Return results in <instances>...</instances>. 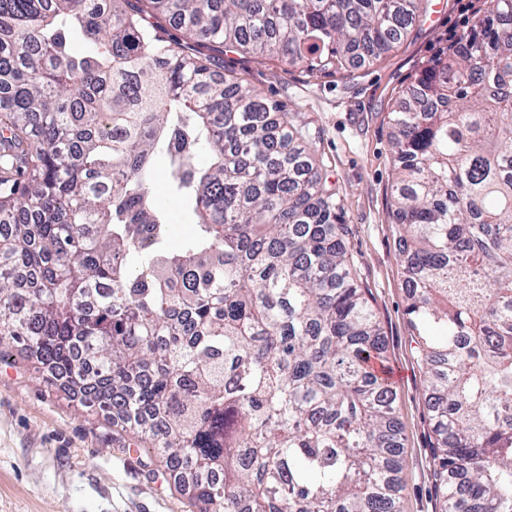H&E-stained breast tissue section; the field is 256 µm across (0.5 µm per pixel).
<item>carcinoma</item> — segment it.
Masks as SVG:
<instances>
[{"label":"carcinoma","instance_id":"obj_1","mask_svg":"<svg viewBox=\"0 0 512 512\" xmlns=\"http://www.w3.org/2000/svg\"><path fill=\"white\" fill-rule=\"evenodd\" d=\"M137 2L0 0V360L121 416L199 512H398L384 339L311 137L149 18L336 75L421 0ZM485 5L390 116L446 512H512V0ZM158 153L196 217L175 252Z\"/></svg>","mask_w":512,"mask_h":512}]
</instances>
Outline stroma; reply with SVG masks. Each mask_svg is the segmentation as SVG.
Here are the masks:
<instances>
[{
  "instance_id": "1",
  "label": "stroma",
  "mask_w": 512,
  "mask_h": 512,
  "mask_svg": "<svg viewBox=\"0 0 512 512\" xmlns=\"http://www.w3.org/2000/svg\"><path fill=\"white\" fill-rule=\"evenodd\" d=\"M425 0L408 34L379 60L356 62L347 76L312 73L276 57L215 50L189 41L154 17L168 41L205 55L212 69L279 104L307 131L323 160L321 175L340 198L353 273L380 323L387 363L400 374L395 416L404 448L400 512H442L434 468L427 382L411 339L408 288L396 246L392 188L398 177L389 116L403 90L470 26L484 0ZM169 159L155 158L153 192L169 217L168 242L194 231L190 206L168 187ZM151 445L131 438L115 414L68 397L32 363H0V512H198L188 491L159 466Z\"/></svg>"
}]
</instances>
